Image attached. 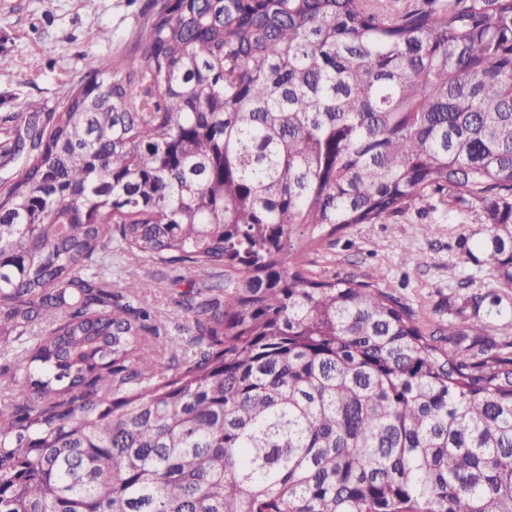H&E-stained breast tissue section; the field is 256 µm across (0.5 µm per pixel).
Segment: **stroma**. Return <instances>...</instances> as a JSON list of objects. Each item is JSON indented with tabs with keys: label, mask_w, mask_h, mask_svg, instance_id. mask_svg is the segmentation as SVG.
<instances>
[{
	"label": "stroma",
	"mask_w": 512,
	"mask_h": 512,
	"mask_svg": "<svg viewBox=\"0 0 512 512\" xmlns=\"http://www.w3.org/2000/svg\"><path fill=\"white\" fill-rule=\"evenodd\" d=\"M153 2L0 0V126L36 109L61 111L66 93L101 60L134 52ZM421 224L429 225L428 235L417 233ZM488 235L480 205L452 208L430 195L379 223L350 225L311 252L308 269L318 279L356 278L389 289L428 334L451 322L485 319L491 341L503 346L512 343V290L502 293L499 311L473 303L495 286L483 247ZM112 273L117 284L137 277L145 303L168 310L166 338L173 352L182 353L192 314L181 299L195 273L119 253L112 256Z\"/></svg>",
	"instance_id": "1"
}]
</instances>
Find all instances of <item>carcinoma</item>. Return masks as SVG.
I'll use <instances>...</instances> for the list:
<instances>
[{
  "label": "carcinoma",
  "instance_id": "1",
  "mask_svg": "<svg viewBox=\"0 0 512 512\" xmlns=\"http://www.w3.org/2000/svg\"><path fill=\"white\" fill-rule=\"evenodd\" d=\"M155 2L141 53L0 142V512H512L490 325L450 351L307 270L438 194L482 204L512 288V0ZM114 248L224 273L184 293L182 356L136 281L90 271Z\"/></svg>",
  "mask_w": 512,
  "mask_h": 512
}]
</instances>
